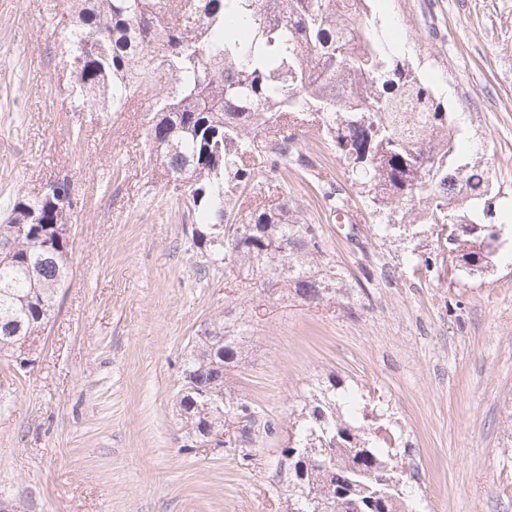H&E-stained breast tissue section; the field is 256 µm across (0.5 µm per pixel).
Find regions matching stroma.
Listing matches in <instances>:
<instances>
[{"mask_svg": "<svg viewBox=\"0 0 512 512\" xmlns=\"http://www.w3.org/2000/svg\"><path fill=\"white\" fill-rule=\"evenodd\" d=\"M366 24L467 129L504 243L484 274L408 263L327 140L299 131L336 182L354 239L309 175L288 179L349 296L320 304L237 266L201 271L175 195L148 172L142 115L70 109L56 51L63 0H0V207L68 177L70 274L27 369L0 356V498L16 512H288L293 406L331 380L395 422L419 512H512V0H369ZM258 310L228 390L255 424L196 447L178 415L201 325Z\"/></svg>", "mask_w": 512, "mask_h": 512, "instance_id": "obj_1", "label": "stroma"}]
</instances>
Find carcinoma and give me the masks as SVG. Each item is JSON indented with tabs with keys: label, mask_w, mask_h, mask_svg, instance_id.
<instances>
[{
	"label": "carcinoma",
	"mask_w": 512,
	"mask_h": 512,
	"mask_svg": "<svg viewBox=\"0 0 512 512\" xmlns=\"http://www.w3.org/2000/svg\"><path fill=\"white\" fill-rule=\"evenodd\" d=\"M71 28L58 46L70 64L78 112H123L148 104L146 169L160 171L192 218L191 246L207 268L240 263L274 279L300 300L318 304L331 288L349 293L342 272L324 260L318 229L298 220V205L282 190L277 203L244 205L288 174L314 171L291 127L330 141L383 216L384 237L412 241L424 226L448 229L432 250L408 260L427 269L475 275L494 257L501 228L489 202L487 168L459 163V130L430 86L393 61L367 32L365 0H67ZM187 182L181 189L171 179ZM326 207L348 201L317 179ZM53 202L17 197L3 210L0 246V354L38 335L64 282L68 241L20 236L22 225L58 223ZM224 227V247L212 244ZM249 332L226 315L199 331L186 356L178 393L185 426L205 435L246 414L224 392V372L236 366ZM327 414V443L336 463L315 472L298 460L289 481L343 512L344 495L373 502L376 512H405L398 495L373 498V474L393 466L402 437L366 423L359 394L320 395L290 412L288 447L310 448L322 436L314 419ZM367 448L362 474L348 470L351 450Z\"/></svg>",
	"instance_id": "1"
}]
</instances>
